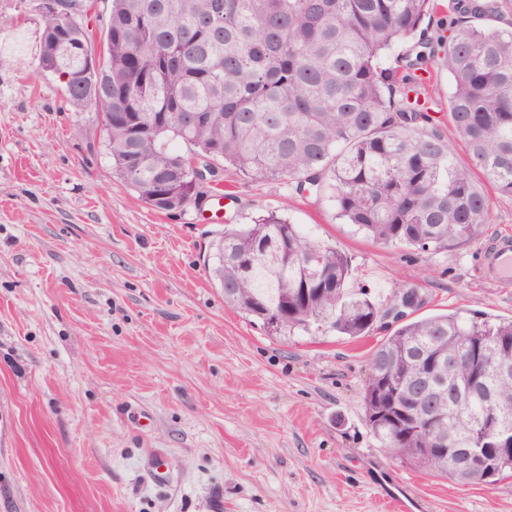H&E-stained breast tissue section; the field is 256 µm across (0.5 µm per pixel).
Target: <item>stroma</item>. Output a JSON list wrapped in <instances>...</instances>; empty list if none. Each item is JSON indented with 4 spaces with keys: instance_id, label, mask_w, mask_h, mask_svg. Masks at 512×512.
<instances>
[{
    "instance_id": "stroma-1",
    "label": "stroma",
    "mask_w": 512,
    "mask_h": 512,
    "mask_svg": "<svg viewBox=\"0 0 512 512\" xmlns=\"http://www.w3.org/2000/svg\"><path fill=\"white\" fill-rule=\"evenodd\" d=\"M44 26L34 0H0V512H512V474L408 467L362 403L399 289H418L421 316L512 319V286L477 264L512 236V198L433 255L373 243L283 181L225 178L218 221L154 211L113 176L98 112L36 75ZM448 94L430 62L429 125L451 140ZM271 211L347 254L381 309L370 336H269L225 303L208 243Z\"/></svg>"
}]
</instances>
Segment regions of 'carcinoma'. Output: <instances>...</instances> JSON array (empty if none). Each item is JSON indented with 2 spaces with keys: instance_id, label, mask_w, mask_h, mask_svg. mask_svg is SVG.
I'll list each match as a JSON object with an SVG mask.
<instances>
[{
  "instance_id": "1",
  "label": "carcinoma",
  "mask_w": 512,
  "mask_h": 512,
  "mask_svg": "<svg viewBox=\"0 0 512 512\" xmlns=\"http://www.w3.org/2000/svg\"><path fill=\"white\" fill-rule=\"evenodd\" d=\"M54 2L37 4L46 17L37 71L78 74L77 45L105 44L101 81L65 84L63 93L80 108L112 98V112L98 111L113 171L155 211L202 201L190 161L203 157L251 180H286L297 195L324 194L340 218L381 244L438 253L470 245L490 222L487 188L512 197V26L487 24L493 0H452L454 17L437 32L423 26L434 0H102L98 38L86 26L62 29ZM415 37L399 65H382L387 50ZM442 47L464 160L425 127L418 72ZM208 259L224 300L270 336L358 339L379 316L369 292L350 288L348 256L278 213L215 234ZM420 305L418 289H401L402 324L370 354L364 409L380 372L392 368L409 385L422 353L459 383L472 370L457 361L461 342L512 365V320L408 318ZM295 306L298 315L271 322ZM488 386L492 403L481 391L462 404L437 401L443 420L420 436L440 438L452 457L486 447L489 422L512 430V379ZM365 418L392 456L427 467L414 452L420 442L401 443L392 422Z\"/></svg>"
}]
</instances>
